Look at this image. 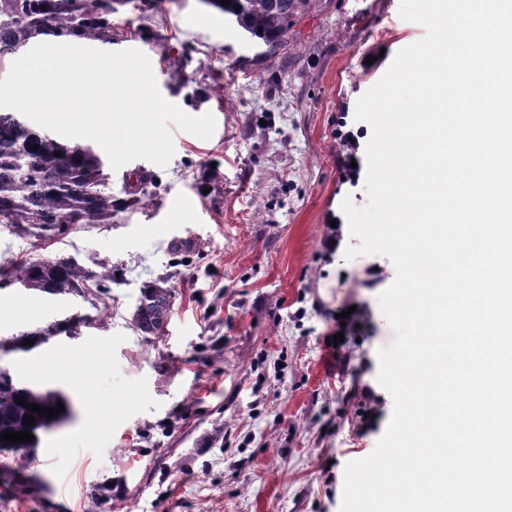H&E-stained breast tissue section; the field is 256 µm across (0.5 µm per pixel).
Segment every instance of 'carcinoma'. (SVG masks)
I'll return each instance as SVG.
<instances>
[{
  "instance_id": "1",
  "label": "carcinoma",
  "mask_w": 512,
  "mask_h": 512,
  "mask_svg": "<svg viewBox=\"0 0 512 512\" xmlns=\"http://www.w3.org/2000/svg\"><path fill=\"white\" fill-rule=\"evenodd\" d=\"M132 0H0V48L27 45L41 37L70 36L112 42V15ZM320 0H220L209 5L220 10L238 28L273 56L287 47L292 28ZM38 146L32 150V146ZM127 201L112 197L104 167L81 146H70L53 135L35 131L16 110L0 109V227L9 231L32 229L43 235L60 234L64 224H110ZM92 272L72 258H35L0 265V280L31 296L62 300L87 298L86 282ZM173 290L156 282L143 286L136 307L135 327L147 336L163 335L170 323ZM92 325L86 316L69 315L41 326H21L4 344L5 354L27 353L60 336L76 340ZM32 343L27 344L25 340ZM25 399V404L17 400ZM68 407L56 389L28 383L13 369L0 365V436L26 431L28 404L45 408Z\"/></svg>"
}]
</instances>
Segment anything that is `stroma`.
Wrapping results in <instances>:
<instances>
[{
  "label": "stroma",
  "instance_id": "stroma-1",
  "mask_svg": "<svg viewBox=\"0 0 512 512\" xmlns=\"http://www.w3.org/2000/svg\"><path fill=\"white\" fill-rule=\"evenodd\" d=\"M400 0H322L288 48L259 44L202 0L129 10L109 44L150 60L161 95L212 113L202 139L171 127L166 167L105 166L115 198L146 176V201L108 224H74L50 239L0 228V261L72 257L114 272L102 301L33 300L0 287V336L66 312L96 319L76 340L6 357L25 380L61 390L71 419L41 433L35 461L0 452V512H340L347 463L369 456L393 412L378 352L395 331L379 296L396 279L382 255L322 247L344 198L367 202L369 124L358 99L423 25ZM353 134L352 155L336 150ZM174 290L165 335L132 316L145 283ZM25 315H18V307ZM357 325L328 363L336 316ZM78 359L88 390L55 358ZM372 399H365V389Z\"/></svg>",
  "mask_w": 512,
  "mask_h": 512
}]
</instances>
